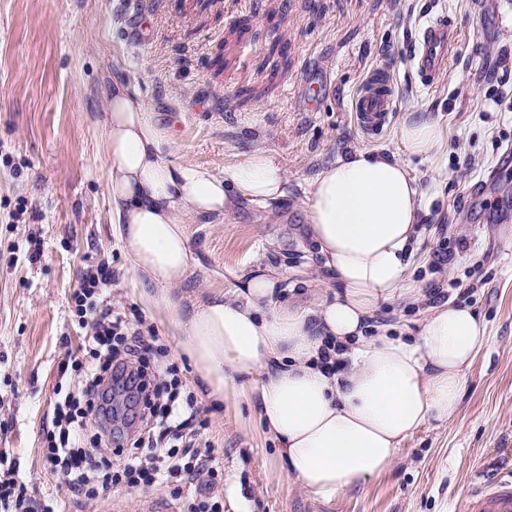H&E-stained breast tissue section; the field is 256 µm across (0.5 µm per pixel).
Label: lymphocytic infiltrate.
Masks as SVG:
<instances>
[{
  "label": "lymphocytic infiltrate",
  "mask_w": 512,
  "mask_h": 512,
  "mask_svg": "<svg viewBox=\"0 0 512 512\" xmlns=\"http://www.w3.org/2000/svg\"><path fill=\"white\" fill-rule=\"evenodd\" d=\"M110 279L108 266H98L72 296L87 334L59 365L60 375L75 373L78 384L56 399L43 430L49 467L62 470L71 492L98 498L121 485L177 478L215 485L209 450L182 440L184 429L201 421L194 398H181L175 368L153 341L101 302ZM103 447L108 456H99Z\"/></svg>",
  "instance_id": "lymphocytic-infiltrate-1"
}]
</instances>
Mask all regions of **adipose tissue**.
<instances>
[{
    "label": "adipose tissue",
    "instance_id": "obj_1",
    "mask_svg": "<svg viewBox=\"0 0 512 512\" xmlns=\"http://www.w3.org/2000/svg\"><path fill=\"white\" fill-rule=\"evenodd\" d=\"M102 131L113 229L141 305L177 336L208 399L248 407L241 429L260 418L289 481L334 498L389 470L414 434L459 416L489 341L474 307L428 306L407 338L364 334L381 304L414 294L408 272L422 193L395 154L355 148L311 180L306 233L326 275L314 302H277L285 275L255 264L233 271L231 294L203 292L185 305L174 290L197 267L188 224L244 202L274 210L287 195L286 173L264 149L221 170L173 160L169 130L138 88L118 79ZM399 137L414 155L443 145L441 125L424 112L409 113ZM333 344L343 350L331 373L321 351Z\"/></svg>",
    "mask_w": 512,
    "mask_h": 512
}]
</instances>
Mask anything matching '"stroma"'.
Segmentation results:
<instances>
[{
  "instance_id": "stroma-1",
  "label": "stroma",
  "mask_w": 512,
  "mask_h": 512,
  "mask_svg": "<svg viewBox=\"0 0 512 512\" xmlns=\"http://www.w3.org/2000/svg\"><path fill=\"white\" fill-rule=\"evenodd\" d=\"M440 15L457 42L445 77L426 86L412 57L420 27ZM379 66L396 106L369 137L353 101ZM116 77L170 129L176 159L220 170L262 148L288 176L278 213L246 204L188 225L201 273L183 286L187 299L231 288L225 269L257 261L317 279L308 182L347 148L406 162L426 207L412 274L422 300L383 305L375 322L410 336L427 305L447 300L484 316L491 339L459 417L408 439L386 473L320 500L282 475L273 443L201 395L173 336L140 304L113 230L98 121ZM412 111L439 119V153L403 147ZM510 146L512 0H0V476L58 512H186L197 492L172 482L91 499L44 467L58 365L82 343L71 297L103 262L104 300L139 314L208 421L199 440L224 474L221 512H466L471 487L512 475V168L499 165Z\"/></svg>"
}]
</instances>
